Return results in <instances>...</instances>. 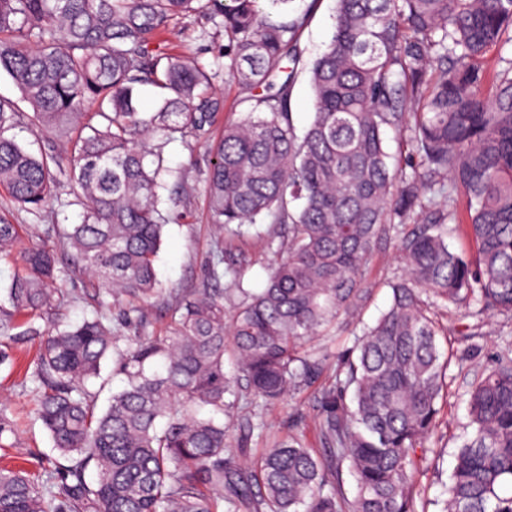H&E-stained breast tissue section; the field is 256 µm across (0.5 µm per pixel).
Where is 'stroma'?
<instances>
[{"label":"stroma","mask_w":512,"mask_h":512,"mask_svg":"<svg viewBox=\"0 0 512 512\" xmlns=\"http://www.w3.org/2000/svg\"><path fill=\"white\" fill-rule=\"evenodd\" d=\"M296 12H308L309 21L299 41L305 60L311 61L326 48L336 10V0H294ZM170 48L201 51V61L208 70L216 72L214 87L224 101L215 125L223 127L225 122L245 117L250 105L244 102L236 88L228 86L223 77L224 57L216 50L223 43L224 35L213 23L197 16H186L177 20L167 35ZM166 166L180 170L191 187L188 218L183 223H171L165 228L163 244L156 262L159 279L170 288H187L205 279L211 266V238L213 228L208 215L204 192L207 170L206 147L197 145L188 149L181 142L169 143L164 148ZM69 183H61L56 199L41 213L32 214L18 209L11 203L8 194L0 190V216L13 224H76L80 209L71 203ZM224 247L238 255L241 260L238 284H225L224 308L233 312L240 299L239 288H262L269 272L273 254L265 242L251 236L228 237ZM400 267V257L394 245L381 247L373 255L365 286L369 290L362 320L373 324L390 302L388 286L393 274ZM483 337L477 352L469 354L461 367L451 369L447 379V392L439 402V427L428 445L433 454L427 469L420 475L418 489L425 512H441L448 497V478L453 466V452L466 431L468 412L465 403L467 372L487 365L502 349V334L512 332V320L501 316L485 317L482 323ZM34 345L27 344L13 352V366H0V413L12 419L16 425L14 436L0 442V466H17L31 475L41 472L42 462L48 457H57L58 452L37 419L34 399L23 379L28 365L34 360ZM316 387H309L291 394L280 405L271 410H260L242 405L238 416L230 422L232 436H240L246 420H262L263 430L255 431L247 444L245 456L255 459L262 448L272 442L286 439L288 434L303 432L310 445H317L314 429L317 414Z\"/></svg>","instance_id":"stroma-1"}]
</instances>
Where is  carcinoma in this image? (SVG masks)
I'll return each mask as SVG.
<instances>
[{"mask_svg": "<svg viewBox=\"0 0 512 512\" xmlns=\"http://www.w3.org/2000/svg\"><path fill=\"white\" fill-rule=\"evenodd\" d=\"M289 2L0 0V71L29 104L28 123L65 145L36 155L4 136L22 115L0 99V188L36 213L64 176L82 209L78 224L41 225L35 246L0 220V257L22 265L0 299V365L3 343L39 340L29 380L66 459L46 481L0 467V512H422L416 477L462 360L441 343L436 311L474 319L460 330L473 347L482 317L512 318V0H336L330 41L305 65L308 13L288 14ZM190 15L218 22L225 82L253 102L216 138L223 100L211 74L163 47L173 20ZM301 68L314 108L302 130L291 105ZM144 86L162 91L152 112L139 106ZM387 129L406 147L400 170ZM201 139L212 267L193 287L168 289L154 262L189 195L183 179H162L173 175L162 149ZM234 224L288 234L268 235L277 259L267 282L239 289L228 316L220 283L237 281L238 258L224 254ZM454 236L471 249H450ZM392 240L403 267L390 305L353 334L317 391L321 447L290 435L242 464L247 437L232 440L224 419L245 394L272 407L323 376L326 358L306 343L354 321L369 261ZM60 255L69 278L92 282L88 309L75 324L19 330L21 314L55 311ZM116 297L137 314L127 335L112 328ZM156 304L170 311L162 333L147 321ZM107 358L124 386L100 409L89 383ZM466 395L442 512H512L511 339Z\"/></svg>", "mask_w": 512, "mask_h": 512, "instance_id": "obj_1", "label": "carcinoma"}]
</instances>
